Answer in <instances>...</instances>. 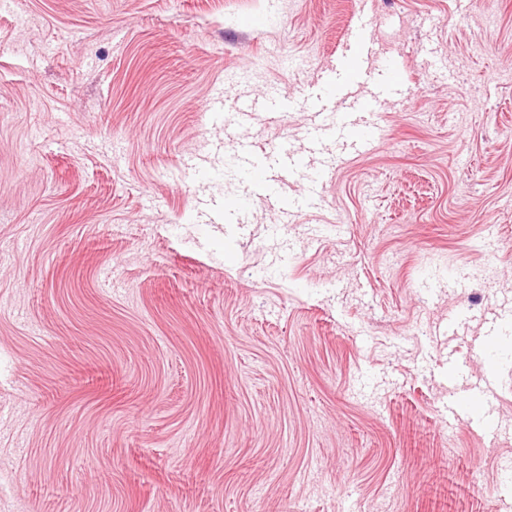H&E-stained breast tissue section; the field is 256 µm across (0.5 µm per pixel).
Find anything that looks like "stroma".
<instances>
[{
    "mask_svg": "<svg viewBox=\"0 0 512 512\" xmlns=\"http://www.w3.org/2000/svg\"><path fill=\"white\" fill-rule=\"evenodd\" d=\"M364 22L384 139L294 223H210V99L306 100ZM308 121L244 130L305 156L280 195L341 151ZM510 302L512 0H0V512H512V356L506 438L443 416Z\"/></svg>",
    "mask_w": 512,
    "mask_h": 512,
    "instance_id": "1",
    "label": "stroma"
}]
</instances>
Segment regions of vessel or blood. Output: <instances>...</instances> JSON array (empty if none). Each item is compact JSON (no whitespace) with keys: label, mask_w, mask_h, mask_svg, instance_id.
<instances>
[{"label":"vessel or blood","mask_w":512,"mask_h":512,"mask_svg":"<svg viewBox=\"0 0 512 512\" xmlns=\"http://www.w3.org/2000/svg\"><path fill=\"white\" fill-rule=\"evenodd\" d=\"M371 40L368 25H360L354 36V57L349 60L345 69L339 70L335 77L325 81L320 92L309 102L310 124L307 138L310 143H317L322 137L331 135L339 139L346 153L358 154L376 138L379 125L371 105H362L361 119H353L351 113L336 109L340 83L346 78L362 79L366 73L356 59L370 49ZM285 101L277 91L270 90L259 96H246L237 100L231 110H224L221 102H214L213 111L223 112L224 127L228 130L242 129L251 119L253 112L271 107L285 108ZM336 157H326L320 169L310 176L300 197H283L279 200V217L281 223H292L296 214L304 207L320 206L324 200V188L327 181L334 175ZM235 166L244 173L249 187L269 192L273 189V180L268 166L254 160L252 143L247 138H239ZM499 351L497 336H488L480 349L485 361V373L473 384L463 397L450 400L448 403V423L456 425L468 420L475 422L487 434L497 435L499 425L493 417L488 403L487 392L496 379L495 359Z\"/></svg>","instance_id":"obj_1"}]
</instances>
